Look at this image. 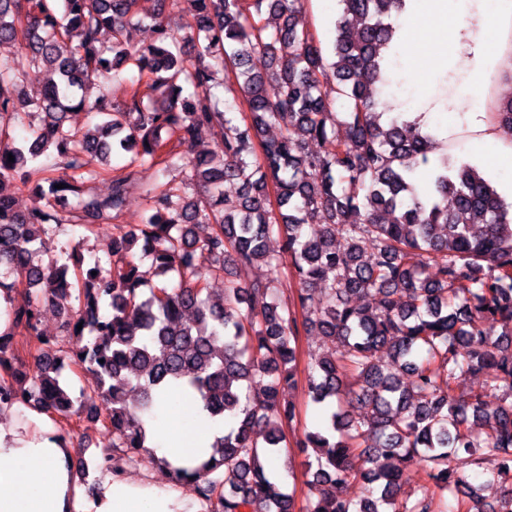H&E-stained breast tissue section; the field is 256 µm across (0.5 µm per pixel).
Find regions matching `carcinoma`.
<instances>
[{"mask_svg":"<svg viewBox=\"0 0 512 512\" xmlns=\"http://www.w3.org/2000/svg\"><path fill=\"white\" fill-rule=\"evenodd\" d=\"M137 2L0 0V44L22 46L50 73L42 87L16 95L22 75L0 57V288L7 281L28 296L25 307L0 312V404L70 426L83 408L62 371L90 373L103 405L93 419L112 432L97 469L123 475L146 461L193 487L204 512H443L449 498L456 512H512V488L488 505L484 485L467 474L491 457L497 475H512V203L475 167L437 153L436 131L420 118L399 113L382 125L376 83L404 0H341L330 63L296 21L306 0H177L193 33L157 12L155 41L133 47L124 32L139 19ZM104 30L112 32L106 48ZM255 55L267 60L263 74L249 66ZM123 67L147 78L159 101L134 90L115 108L108 91L86 104L83 87ZM220 87L246 103L250 120L238 124L220 110ZM84 106L100 122L75 131L70 114ZM495 109L512 129V99ZM340 117L343 139L334 135ZM215 123L224 126L215 150L186 159L167 149ZM14 124L28 127L20 144L9 140ZM272 125L281 135L266 141ZM306 139L321 150L307 151ZM49 151L77 174L48 176L35 161ZM122 152L131 171L108 195L86 197V181L98 175L92 165L106 167ZM145 165L184 171L205 196L145 189V221L116 227L107 269L85 256L81 240L43 263L38 243L51 225L79 211L112 223ZM420 168L432 174L428 192L416 183ZM17 179L35 199L25 211L10 189ZM230 181L244 188L234 200L224 195ZM311 225L320 227L315 236ZM272 238L282 242L277 252ZM254 264L289 268L292 296L283 298L274 278H224L230 265ZM211 278L224 279L218 300ZM372 294L375 306L362 303ZM48 305L63 319L67 351L39 334ZM21 327L38 343L30 375L11 371ZM303 336L334 349L315 355L305 377L326 422L297 441L310 476L299 508L267 464L287 448L295 413L281 390L298 385ZM459 372L482 373L487 386L458 393ZM173 385L211 418L231 422L194 468L174 467L147 446L146 420ZM488 390L498 393L493 408ZM358 407L367 419L356 418ZM415 458L432 492L401 500L404 466ZM349 479L366 485L358 501L337 492Z\"/></svg>","mask_w":512,"mask_h":512,"instance_id":"carcinoma-1","label":"carcinoma"}]
</instances>
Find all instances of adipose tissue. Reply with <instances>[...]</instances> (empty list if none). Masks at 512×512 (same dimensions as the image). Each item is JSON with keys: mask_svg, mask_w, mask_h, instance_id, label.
<instances>
[{"mask_svg": "<svg viewBox=\"0 0 512 512\" xmlns=\"http://www.w3.org/2000/svg\"><path fill=\"white\" fill-rule=\"evenodd\" d=\"M389 50L390 83H403L404 109L424 115L450 149L500 176L512 197V132L490 121L495 81L512 76V0H405ZM159 456L190 465L207 451L216 422L180 391H168L147 426ZM180 486L155 478L105 477L87 497L73 448L40 414L25 427L0 425V512H201Z\"/></svg>", "mask_w": 512, "mask_h": 512, "instance_id": "adipose-tissue-1", "label": "adipose tissue"}]
</instances>
